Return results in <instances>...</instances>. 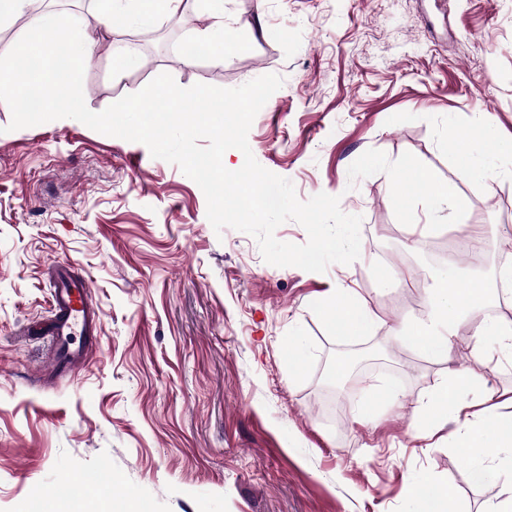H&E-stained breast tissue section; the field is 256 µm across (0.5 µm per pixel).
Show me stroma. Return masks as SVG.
I'll return each mask as SVG.
<instances>
[{"label":"stroma","instance_id":"1","mask_svg":"<svg viewBox=\"0 0 512 512\" xmlns=\"http://www.w3.org/2000/svg\"><path fill=\"white\" fill-rule=\"evenodd\" d=\"M189 13L178 32L172 18L131 26L122 13L96 28L87 107L163 72L183 87L279 75L251 151L300 200L324 192L361 216L360 256L322 273L270 265L252 236L215 232L200 187L144 144L70 118L12 131L0 101V512H98L104 496L141 512H418L417 484L452 486L459 512H481L500 495L504 451L489 449L475 480L451 437L458 420L425 440L413 414L473 368L471 329L446 362L394 333L427 316L450 275L512 318L499 280L512 262V157L481 183L448 145L483 128L512 141V0H224L220 15L193 0ZM219 21L235 37L223 59L174 53L177 37ZM129 36L146 42L117 78L114 46ZM419 167L456 184L458 218L426 210ZM414 224L441 237L473 226L489 245L447 262L421 249ZM58 264L87 280L99 310L86 362L64 374L47 339L24 333L49 312ZM339 283L378 328L338 337L325 307ZM377 339L382 360L324 388L323 369Z\"/></svg>","mask_w":512,"mask_h":512}]
</instances>
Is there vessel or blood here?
<instances>
[{
    "label": "vessel or blood",
    "instance_id": "vessel-or-blood-1",
    "mask_svg": "<svg viewBox=\"0 0 512 512\" xmlns=\"http://www.w3.org/2000/svg\"><path fill=\"white\" fill-rule=\"evenodd\" d=\"M51 317L44 328L54 347V363L68 372L86 358L84 346L75 344V336H91L98 330V309L90 299L88 283L76 277L71 268L58 266L50 280Z\"/></svg>",
    "mask_w": 512,
    "mask_h": 512
}]
</instances>
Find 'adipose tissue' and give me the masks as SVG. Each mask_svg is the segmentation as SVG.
<instances>
[{
  "mask_svg": "<svg viewBox=\"0 0 512 512\" xmlns=\"http://www.w3.org/2000/svg\"><path fill=\"white\" fill-rule=\"evenodd\" d=\"M131 2L130 20L135 24H146L154 18L184 10V0H99V12L95 17L98 24L106 26L114 14L121 10L123 2ZM512 153V144H494L489 134L463 136L456 143L455 158L462 174L475 181L484 180L488 167L486 159L491 152ZM415 181L424 190L427 205L440 210L451 205L464 209L466 202L457 192L455 184L440 179L432 170L417 169ZM486 290L479 284L458 285L445 280L439 281L432 290L431 311L426 319L417 321L398 330V338L415 345L436 358L446 357L461 323L467 322L473 328L476 342L493 339L501 351L512 354V324L501 319L479 316L478 311L485 301ZM333 302L328 309L329 317L336 320L338 336L351 339L375 329L373 315L360 304L355 293L348 288L336 287ZM485 359H478L476 369L465 377L449 376L439 384L427 401L418 403L414 416L418 422H425L427 413L445 417L461 409L462 391L480 389L484 382L482 372ZM460 438L474 461H481L491 448L512 447V422L505 420L495 406L484 408L481 418L465 423Z\"/></svg>",
  "mask_w": 512,
  "mask_h": 512,
  "instance_id": "1",
  "label": "adipose tissue"
}]
</instances>
